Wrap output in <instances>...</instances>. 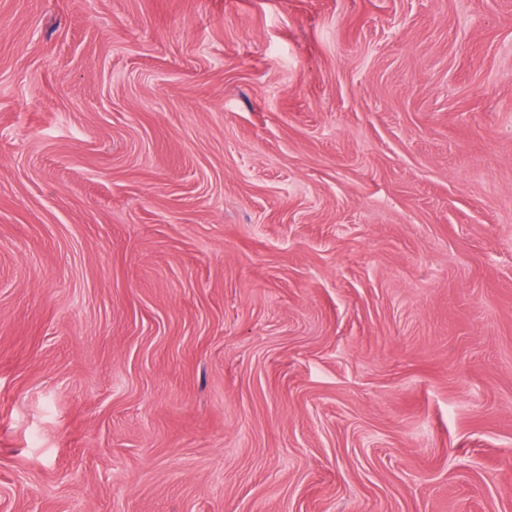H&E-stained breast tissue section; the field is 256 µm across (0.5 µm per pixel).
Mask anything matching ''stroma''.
Listing matches in <instances>:
<instances>
[{"label":"stroma","instance_id":"stroma-1","mask_svg":"<svg viewBox=\"0 0 512 512\" xmlns=\"http://www.w3.org/2000/svg\"><path fill=\"white\" fill-rule=\"evenodd\" d=\"M0 512H512V0H0Z\"/></svg>","mask_w":512,"mask_h":512}]
</instances>
